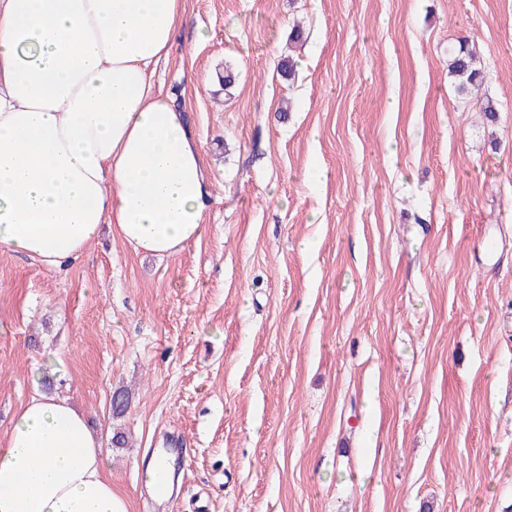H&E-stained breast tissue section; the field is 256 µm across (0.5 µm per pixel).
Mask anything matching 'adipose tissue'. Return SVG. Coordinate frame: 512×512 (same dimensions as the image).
<instances>
[{
  "instance_id": "ef3b65f1",
  "label": "adipose tissue",
  "mask_w": 512,
  "mask_h": 512,
  "mask_svg": "<svg viewBox=\"0 0 512 512\" xmlns=\"http://www.w3.org/2000/svg\"><path fill=\"white\" fill-rule=\"evenodd\" d=\"M183 0H0V247L54 267L102 225L135 250L200 239L186 117L156 88ZM0 512H126L87 417L32 397L0 442Z\"/></svg>"
}]
</instances>
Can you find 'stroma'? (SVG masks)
Listing matches in <instances>:
<instances>
[{"mask_svg":"<svg viewBox=\"0 0 512 512\" xmlns=\"http://www.w3.org/2000/svg\"><path fill=\"white\" fill-rule=\"evenodd\" d=\"M184 6L154 80L199 144L205 231L159 258L107 228L51 269L0 248V440L50 389L127 512H512V0ZM157 448L167 500L139 481ZM451 76L457 81L459 94L468 95L472 89L476 92L482 84L484 75L476 53L469 48L466 38H459L452 49L449 63Z\"/></svg>","mask_w":512,"mask_h":512,"instance_id":"obj_1","label":"stroma"}]
</instances>
